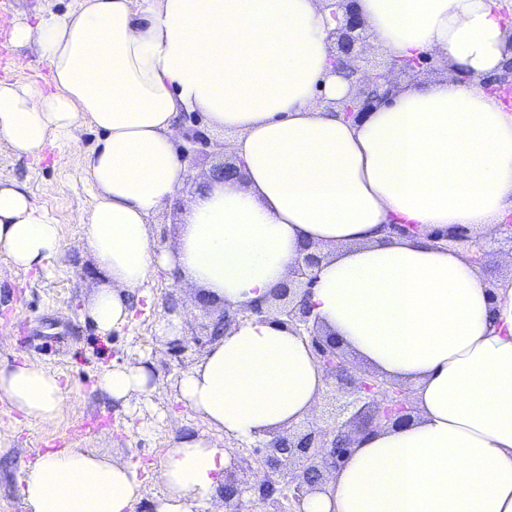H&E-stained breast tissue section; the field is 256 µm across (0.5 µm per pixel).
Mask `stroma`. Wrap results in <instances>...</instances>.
<instances>
[{"mask_svg":"<svg viewBox=\"0 0 512 512\" xmlns=\"http://www.w3.org/2000/svg\"><path fill=\"white\" fill-rule=\"evenodd\" d=\"M79 0H6L0 7V79L16 80L49 90L47 67L34 54H21L11 34L18 21L36 24L39 16L77 8ZM78 150L50 147L42 161L16 157L0 141V180L25 183L39 205L56 218L65 246L48 272H21L0 258V362H33L58 372L69 396L68 408L55 421L25 420L0 400V512H23L18 478L21 462L34 460L52 448L92 449L112 459L136 465L143 499L135 512H145L159 492L158 467L174 437L192 432L217 447L237 451V441L211 428L179 400L176 385L181 374L208 352V345L189 344L180 358L168 355L157 326L168 318L167 299L175 297L186 313L187 328L207 319L196 293L180 288L163 267L151 271L144 298L135 314L136 335L123 331L101 338L84 318L94 289L104 283L91 253L83 244L84 227L76 221L93 197L81 180L79 150L92 149L98 132L87 125L75 132ZM213 153L197 156L187 166V180L178 204L165 207L150 222L160 248H172L179 233L183 204L204 184L216 163L225 160L223 133L212 135ZM151 355L156 390L152 406L130 412L94 389L98 373L111 363L136 362Z\"/></svg>","mask_w":512,"mask_h":512,"instance_id":"1","label":"stroma"}]
</instances>
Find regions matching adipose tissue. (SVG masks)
I'll use <instances>...</instances> for the list:
<instances>
[{
    "label": "adipose tissue",
    "instance_id": "ef3b65f1",
    "mask_svg": "<svg viewBox=\"0 0 512 512\" xmlns=\"http://www.w3.org/2000/svg\"><path fill=\"white\" fill-rule=\"evenodd\" d=\"M512 0H358L374 47L394 57L440 53L472 82H414L360 122L316 106L344 98L322 0H82L17 24L51 91L0 81V140L18 157L49 141L100 134L81 158L92 208L84 244L112 279L84 309L98 333L135 331L153 266L230 308L270 304L300 249L324 260L307 302L324 331L379 378L408 390L404 426L359 437L302 512H512V276L489 284L459 250L429 238L451 225L499 235L512 214V113L480 81L512 54ZM204 113L224 132L242 178L192 195L173 248L149 220L186 178L176 125ZM393 224L418 226L411 238ZM64 248L55 217L27 186L0 182V256L46 267ZM98 391L134 407L155 391L153 364H112ZM327 378L305 339L275 313L243 319L183 373L179 400L244 443L311 417ZM0 397L51 422L67 397L56 371L0 364ZM227 449L184 433L158 469L153 512H223ZM25 512H133L131 465L55 448L22 470Z\"/></svg>",
    "mask_w": 512,
    "mask_h": 512
}]
</instances>
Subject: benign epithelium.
Segmentation results:
<instances>
[{
  "label": "benign epithelium",
  "mask_w": 512,
  "mask_h": 512,
  "mask_svg": "<svg viewBox=\"0 0 512 512\" xmlns=\"http://www.w3.org/2000/svg\"><path fill=\"white\" fill-rule=\"evenodd\" d=\"M335 8L338 26L331 33V64L337 70L355 78L353 93L336 103L347 120L357 121L371 107L379 104L395 88L387 75L371 66L367 54L361 49L366 22L361 16L357 0H329ZM441 60L432 54L411 58H392L390 68L414 73L423 68H436ZM484 91L497 96L508 108L512 107V65H506L501 75L481 82ZM197 112L181 113L177 127L180 138L189 147L184 155L197 152L210 144L209 136L201 126ZM444 241L466 243L470 261L483 262L485 249L480 241L468 236V229L459 225L435 232ZM321 247L306 246L297 256L288 282L274 292L275 313L282 323L307 338L316 359L327 377L335 380L336 389L345 401L336 406L333 423L328 427L313 426L293 436L275 435L261 447L233 456L232 468L225 471L224 487L220 494L225 504L242 505V497L255 498L270 507V512H297L300 501L310 494L322 479L323 469L339 468L346 460L356 435L374 431L387 425L400 426L412 418L406 392L396 384L375 375H357L349 371L346 355L336 339L324 335L318 322L312 318L305 299L315 283V270L323 261ZM267 309L251 304L234 311L221 308L208 324L203 336L211 344L224 336V331L239 317L262 316ZM298 460L302 470L293 476L281 472L285 459Z\"/></svg>",
  "instance_id": "1"
}]
</instances>
